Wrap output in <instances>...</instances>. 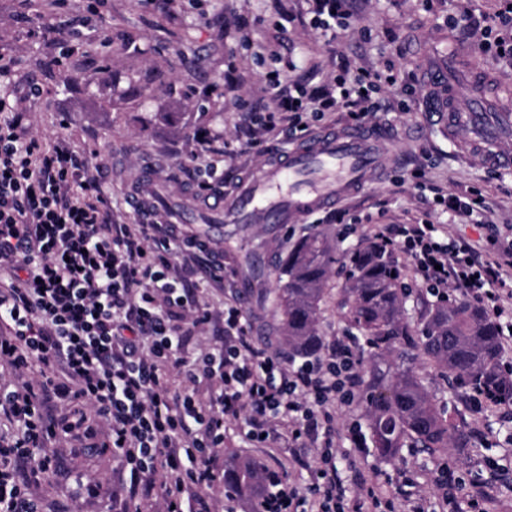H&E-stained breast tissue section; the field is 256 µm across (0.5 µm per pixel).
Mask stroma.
<instances>
[{"label": "stroma", "mask_w": 512, "mask_h": 512, "mask_svg": "<svg viewBox=\"0 0 512 512\" xmlns=\"http://www.w3.org/2000/svg\"><path fill=\"white\" fill-rule=\"evenodd\" d=\"M98 2L93 13L87 0H66L60 7L51 0H0V53L15 61L10 82L22 100V128L42 139L73 141L86 150L112 195L113 223H138L127 197L145 167L161 174L166 196L197 203L198 185L206 178L203 169L188 161L196 149L191 134L197 128L223 134L224 187L229 190L273 152L346 126L342 112L309 114L302 131L288 142L270 140L249 149L239 115L269 72L292 71L300 77L315 65L318 80L330 81L347 61L398 71L402 84L383 86L380 94L406 101L407 108L377 113L376 122L393 124L395 137L362 192L295 224L249 225V242L263 257L264 287H273L274 269L289 250L314 233L327 235L341 255L363 246L373 224H436L443 240L480 251L491 234L499 242L512 241V168L489 167L468 153L465 131L444 137L438 125L420 126L413 110L425 92L418 72L436 30L447 27L456 0H363L358 15L330 45L310 26L305 0H170L163 9L154 0ZM284 11L295 19L283 30L279 23ZM232 69L247 71L249 82L227 88L224 78ZM419 168L425 172L420 182L413 177ZM437 188L447 196L482 198L492 228L471 220L449 223L434 200ZM223 263L224 282L214 286L211 257L198 252L190 259L189 278L200 284L199 294L209 302L213 317L188 338V356L215 344L225 304L241 300L256 317L255 345L292 359L271 311L254 290L241 288L249 272L242 251L225 248ZM344 283L341 267H334L318 317L322 341L347 330L339 306ZM418 371L431 395L447 405L460 425L476 436L492 432L496 447L448 453L406 448L396 461L380 464L371 442L359 448L346 443L336 448L335 456L350 494L359 496L363 486L376 484L394 504L421 499L430 512H441L442 491L430 479L438 468L446 464L454 476L480 480L497 469L508 484L500 492L498 512H512V413L504 407H478L470 391L453 387L434 367L422 364ZM60 453V469L30 488L44 512H110L113 500L124 498L128 475L111 450L71 441ZM246 457L300 485L319 462L315 449L291 454L258 446L228 430L212 463L213 480L202 495L206 512H250L247 500L224 495L225 463ZM403 470L415 472L414 483H400Z\"/></svg>", "instance_id": "1"}]
</instances>
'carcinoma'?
<instances>
[{"mask_svg":"<svg viewBox=\"0 0 512 512\" xmlns=\"http://www.w3.org/2000/svg\"><path fill=\"white\" fill-rule=\"evenodd\" d=\"M334 253L322 234L303 240L276 271V287L261 293L279 320L283 341L299 356H313L320 347L316 323L326 279L337 261ZM344 267L347 284L340 305L350 328L370 348L359 398L377 459L390 463L404 448L472 447L468 432L429 395L415 361L486 396L494 407L511 406L512 377L502 370L504 348L496 322L461 295L424 300L419 319H409V287L389 249L377 241L351 252ZM262 478L259 462L239 459L225 467L224 489L261 512Z\"/></svg>","mask_w":512,"mask_h":512,"instance_id":"cac0c4a2","label":"carcinoma"}]
</instances>
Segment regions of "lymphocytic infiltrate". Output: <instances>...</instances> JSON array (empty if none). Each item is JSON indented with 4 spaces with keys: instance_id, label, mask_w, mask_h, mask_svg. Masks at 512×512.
I'll return each mask as SVG.
<instances>
[{
    "instance_id": "obj_1",
    "label": "lymphocytic infiltrate",
    "mask_w": 512,
    "mask_h": 512,
    "mask_svg": "<svg viewBox=\"0 0 512 512\" xmlns=\"http://www.w3.org/2000/svg\"><path fill=\"white\" fill-rule=\"evenodd\" d=\"M311 23L327 41L353 17L351 0H314ZM479 48L512 61V0L481 31ZM393 70H358L310 86L267 77L274 105L244 116L264 133L288 134L304 112L342 110L354 121L385 108L382 86ZM375 240L412 260L426 290L457 288L480 303L512 340V249L476 252L438 241L434 224H375ZM206 242L161 224H116L104 186L78 147L26 134L0 89V365L37 380L0 391V512H43L19 476L57 468L52 443L75 434L112 450L131 486L161 478L164 512H197L213 477L212 449L229 425L244 421L245 439L262 443L280 431L289 447L320 442L321 465L308 495L275 478L264 489L265 512H393L378 487L348 499L334 449L358 441L336 426L337 405L351 404L358 384L356 344L336 342L300 363L251 342L252 314L224 309V342L189 360L185 338L211 313L180 272L177 258L208 251ZM216 383L210 401L193 389ZM450 512H496L497 490L438 470Z\"/></svg>"
}]
</instances>
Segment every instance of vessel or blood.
Returning <instances> with one entry per match:
<instances>
[{
  "instance_id": "1",
  "label": "vessel or blood",
  "mask_w": 512,
  "mask_h": 512,
  "mask_svg": "<svg viewBox=\"0 0 512 512\" xmlns=\"http://www.w3.org/2000/svg\"><path fill=\"white\" fill-rule=\"evenodd\" d=\"M460 59L447 44L436 46L422 78L427 93L415 105L423 120L449 130L468 132V142L486 163L512 168V106L495 101L483 76L471 71L460 77ZM391 130L350 128L324 133L305 146L289 151L243 176L229 197L210 206L225 224H288L341 201L367 185L376 167L378 148L391 140ZM143 185L131 204L141 220L169 224L199 222L200 210L168 209L159 215L154 199L157 177L146 171Z\"/></svg>"
}]
</instances>
